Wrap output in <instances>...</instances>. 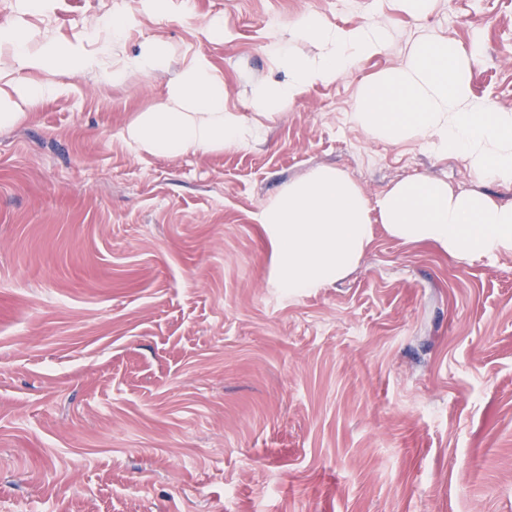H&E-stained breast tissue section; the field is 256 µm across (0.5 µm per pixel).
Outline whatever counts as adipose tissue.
I'll use <instances>...</instances> for the list:
<instances>
[{"mask_svg":"<svg viewBox=\"0 0 512 512\" xmlns=\"http://www.w3.org/2000/svg\"><path fill=\"white\" fill-rule=\"evenodd\" d=\"M129 22L122 0L93 33L99 48L87 52L48 39L33 43L19 21L0 23V129L23 121L29 109L63 95L62 75L101 74L122 86L162 73L163 95L126 126L124 138L138 152L178 156L249 146L261 136L225 103L224 75L203 55L185 57L159 38L131 55L113 54ZM313 45L299 53L292 42ZM387 34L376 23L346 29L317 14L280 24L265 51L277 75L252 83L248 106L261 115L287 111L313 86L349 73L358 58L382 53ZM274 254L273 287L301 293L327 287L355 269L374 237L375 224L405 243H432L460 261L512 254V203L447 182L413 177L368 200L345 173L318 167L288 182L258 214Z\"/></svg>","mask_w":512,"mask_h":512,"instance_id":"obj_1","label":"adipose tissue"}]
</instances>
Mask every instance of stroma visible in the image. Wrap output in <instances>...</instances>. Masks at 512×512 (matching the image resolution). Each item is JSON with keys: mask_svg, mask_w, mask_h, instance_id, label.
<instances>
[{"mask_svg": "<svg viewBox=\"0 0 512 512\" xmlns=\"http://www.w3.org/2000/svg\"><path fill=\"white\" fill-rule=\"evenodd\" d=\"M35 39L95 50L115 0H44ZM146 37L202 54L248 110L277 23L376 21L387 49L264 119L262 141L150 156L122 132L165 76L66 94L0 130V512H512V255L458 261L376 227L359 266L312 292L272 287L263 202L319 166L369 199L425 176L512 203L459 159L374 138L360 86L415 40L472 54L476 102L512 109V0H126ZM223 16L233 37L210 41Z\"/></svg>", "mask_w": 512, "mask_h": 512, "instance_id": "stroma-1", "label": "stroma"}]
</instances>
